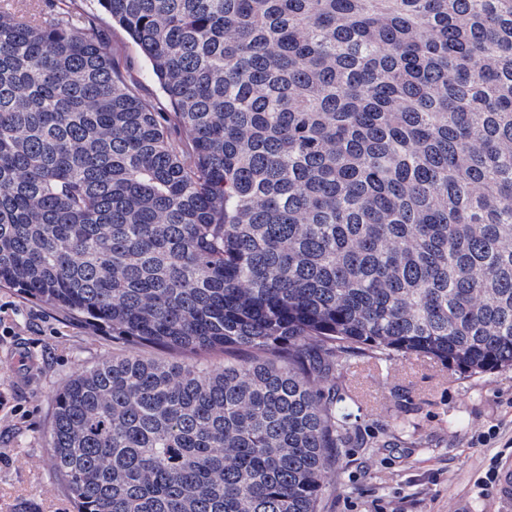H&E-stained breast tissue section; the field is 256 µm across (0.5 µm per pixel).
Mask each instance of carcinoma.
Returning <instances> with one entry per match:
<instances>
[{
	"label": "carcinoma",
	"mask_w": 512,
	"mask_h": 512,
	"mask_svg": "<svg viewBox=\"0 0 512 512\" xmlns=\"http://www.w3.org/2000/svg\"><path fill=\"white\" fill-rule=\"evenodd\" d=\"M73 2L0 11V287L224 353L68 382L75 512H318L355 355L512 366V0H97L164 106ZM112 51L122 64L127 65L131 78L141 83L143 93L158 97L164 103L158 85L151 78L148 64L140 56L136 45L117 27L112 32Z\"/></svg>",
	"instance_id": "carcinoma-1"
}]
</instances>
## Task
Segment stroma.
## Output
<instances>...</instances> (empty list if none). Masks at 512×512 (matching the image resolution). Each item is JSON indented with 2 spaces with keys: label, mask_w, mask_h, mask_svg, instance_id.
I'll list each match as a JSON object with an SVG mask.
<instances>
[{
  "label": "stroma",
  "mask_w": 512,
  "mask_h": 512,
  "mask_svg": "<svg viewBox=\"0 0 512 512\" xmlns=\"http://www.w3.org/2000/svg\"><path fill=\"white\" fill-rule=\"evenodd\" d=\"M112 51L150 97L160 91L121 29ZM13 335L0 338V512H73L51 465L48 435L64 385L102 359L127 353L111 332L47 303L0 288ZM349 404V449L321 497L320 512H512V500L480 479L494 457L512 461V369L463 375L414 356H359L336 381ZM496 429L498 442L475 446Z\"/></svg>",
  "instance_id": "obj_1"
}]
</instances>
